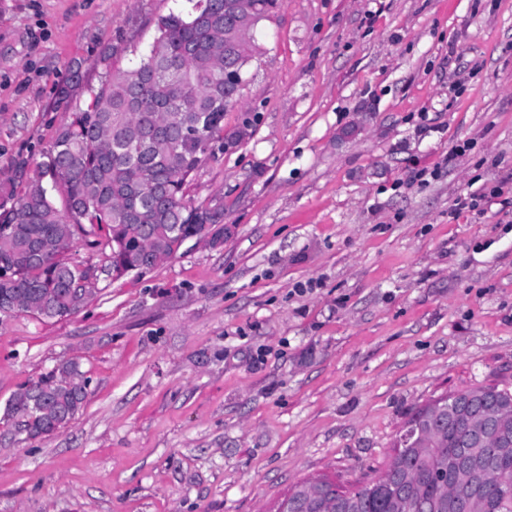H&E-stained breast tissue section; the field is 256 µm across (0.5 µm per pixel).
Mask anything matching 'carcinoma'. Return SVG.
Here are the masks:
<instances>
[{
    "label": "carcinoma",
    "instance_id": "1",
    "mask_svg": "<svg viewBox=\"0 0 512 512\" xmlns=\"http://www.w3.org/2000/svg\"><path fill=\"white\" fill-rule=\"evenodd\" d=\"M157 19L147 52L130 70L105 72L87 89L84 108H72L76 86L60 87L56 106L70 111L33 171L16 169V202L0 211V313L39 318L78 311L85 289L101 275L138 274L176 255L185 241L202 238L224 221L220 203L186 198L192 174L217 143H224V113L240 97L244 74L258 46L255 29L270 19L276 0H247L253 26L246 38L224 36V11L236 0H187ZM77 245L105 256L106 265L78 264L67 256ZM78 363L64 361L21 387L6 412L20 416L32 439L49 438L69 424L87 393ZM512 409V390L473 387ZM426 438L420 448L395 442L376 480L346 490L330 480L327 512H441L460 480L461 457L497 459L482 497L448 512H512V454L473 441V423L443 426L420 409L407 421Z\"/></svg>",
    "mask_w": 512,
    "mask_h": 512
}]
</instances>
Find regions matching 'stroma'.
<instances>
[{"mask_svg":"<svg viewBox=\"0 0 512 512\" xmlns=\"http://www.w3.org/2000/svg\"><path fill=\"white\" fill-rule=\"evenodd\" d=\"M176 6L0 0L1 208L57 85L132 68ZM255 37L187 189L223 223L74 314L0 321V413L60 361L90 380L52 437L0 425V512H275L377 478L438 395L512 388V0H280Z\"/></svg>","mask_w":512,"mask_h":512,"instance_id":"stroma-1","label":"stroma"}]
</instances>
